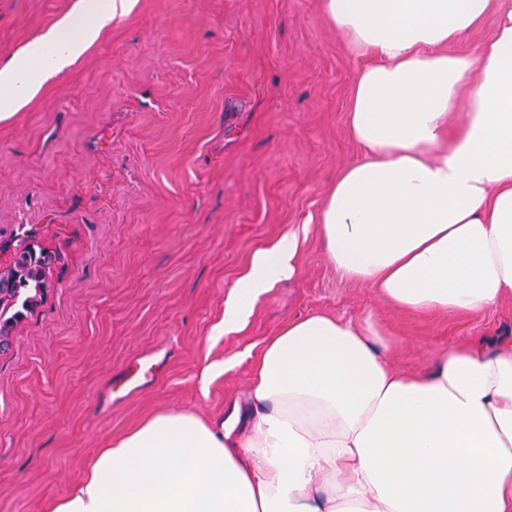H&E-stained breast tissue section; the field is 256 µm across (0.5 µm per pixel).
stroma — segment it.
<instances>
[{
  "instance_id": "stroma-1",
  "label": "stroma",
  "mask_w": 512,
  "mask_h": 512,
  "mask_svg": "<svg viewBox=\"0 0 512 512\" xmlns=\"http://www.w3.org/2000/svg\"><path fill=\"white\" fill-rule=\"evenodd\" d=\"M75 3L0 0V66ZM323 5L137 0L0 120V268L21 243L60 257L0 349V512H46L150 415L247 407L265 344L295 319H373L408 372L458 344L512 346V297L405 310L328 260L317 224L360 154L362 59ZM288 235L293 277L221 333L255 253Z\"/></svg>"
}]
</instances>
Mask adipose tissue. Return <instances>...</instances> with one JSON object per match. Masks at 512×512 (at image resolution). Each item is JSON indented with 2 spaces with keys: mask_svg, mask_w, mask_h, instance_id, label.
<instances>
[{
  "mask_svg": "<svg viewBox=\"0 0 512 512\" xmlns=\"http://www.w3.org/2000/svg\"><path fill=\"white\" fill-rule=\"evenodd\" d=\"M134 0H78L0 68V119L73 64ZM355 53L361 156L318 230L352 280L413 310L484 312L512 293V0H325ZM497 13L468 54L449 45ZM472 103L457 125L462 94ZM258 252L224 308L236 330L294 273ZM372 320L293 321L265 346L252 406L220 422L158 413L47 512H512V348L453 347L406 374Z\"/></svg>",
  "mask_w": 512,
  "mask_h": 512,
  "instance_id": "obj_1",
  "label": "adipose tissue"
}]
</instances>
